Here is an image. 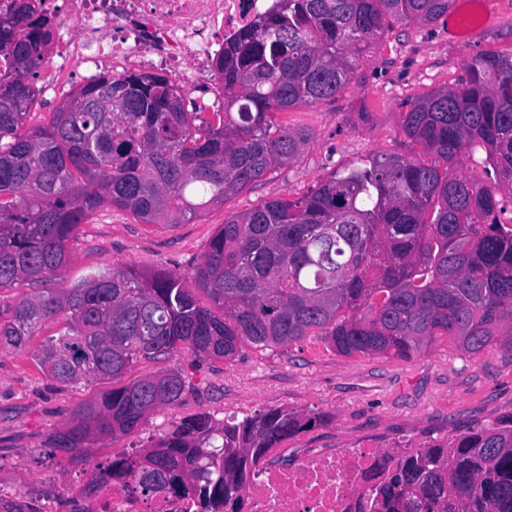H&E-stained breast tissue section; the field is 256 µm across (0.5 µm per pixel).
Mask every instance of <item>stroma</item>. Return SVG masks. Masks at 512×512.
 I'll return each instance as SVG.
<instances>
[{"instance_id":"stroma-1","label":"stroma","mask_w":512,"mask_h":512,"mask_svg":"<svg viewBox=\"0 0 512 512\" xmlns=\"http://www.w3.org/2000/svg\"><path fill=\"white\" fill-rule=\"evenodd\" d=\"M483 50L512 55V0H495L494 19L464 34H453L444 18L431 25L395 24L356 60L343 93L277 113L278 122L310 135L296 162L184 224H146L126 211H98L71 242V262L54 288L65 290L121 264L188 275L231 215L285 195L300 197L339 165L377 153L421 157V147L400 129L402 112L418 96L455 86L466 62ZM362 112L369 113L368 121H359ZM41 342L36 335L26 350H0V493L46 504L78 492L106 458L154 445L172 424L197 413L219 423L272 408L327 415L324 425L288 440L294 453L368 440L420 447L429 438L449 436L453 427H477L512 414V349L501 346L471 355L443 337L409 360L343 356L312 337L285 349L248 346L227 361L183 350L140 361L132 371L136 377L183 371L187 386L178 403L106 447L87 448L80 462H58L46 456L47 436L105 385L50 381L33 356Z\"/></svg>"}]
</instances>
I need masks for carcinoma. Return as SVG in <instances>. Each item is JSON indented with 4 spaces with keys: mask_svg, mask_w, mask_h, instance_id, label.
Listing matches in <instances>:
<instances>
[{
    "mask_svg": "<svg viewBox=\"0 0 512 512\" xmlns=\"http://www.w3.org/2000/svg\"><path fill=\"white\" fill-rule=\"evenodd\" d=\"M452 5L276 0L216 57L221 107L189 111L182 87L127 72L85 84L21 134L54 21L39 0H13L0 13V290L52 281L79 227L102 209L183 224L296 160L309 134L276 113L336 98L352 59L393 22L433 24ZM400 127L431 161L376 154L337 167L297 199L235 214L188 279L117 265L63 294L48 288L1 307L0 349L22 350L62 322L34 352L47 377L113 384L48 435L47 457L77 460L178 402L186 387L178 370L123 379L141 360L182 349L226 360L247 345L284 349L311 336L344 356L402 360L442 336L469 354L512 349V225L501 222L495 191L512 184V56L475 54L456 87L412 100ZM476 142L492 186L459 172ZM325 421L269 409L217 428L209 414L192 415L155 446L97 465L59 504L112 512V482L127 479L147 496L173 494L216 512L240 500L269 449ZM369 498L374 512H512V415L403 456ZM0 512L43 509L0 496Z\"/></svg>",
    "mask_w": 512,
    "mask_h": 512,
    "instance_id": "1",
    "label": "carcinoma"
}]
</instances>
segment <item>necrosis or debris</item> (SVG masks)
<instances>
[{
    "mask_svg": "<svg viewBox=\"0 0 512 512\" xmlns=\"http://www.w3.org/2000/svg\"><path fill=\"white\" fill-rule=\"evenodd\" d=\"M275 0H41L56 24L55 79L84 67L94 74L159 71L187 89L216 84L224 42L267 13ZM396 462L377 445L310 450L293 461L261 459L238 507L224 512H371L366 489ZM169 497L112 489V512H183Z\"/></svg>",
    "mask_w": 512,
    "mask_h": 512,
    "instance_id": "necrosis-or-debris-1",
    "label": "necrosis or debris"
}]
</instances>
